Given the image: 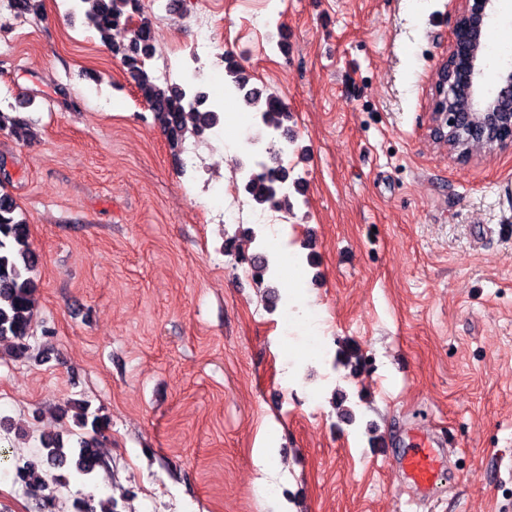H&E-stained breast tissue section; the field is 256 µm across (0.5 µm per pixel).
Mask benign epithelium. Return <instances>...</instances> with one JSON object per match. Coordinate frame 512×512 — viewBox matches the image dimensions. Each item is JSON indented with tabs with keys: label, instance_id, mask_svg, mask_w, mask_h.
Masks as SVG:
<instances>
[{
	"label": "benign epithelium",
	"instance_id": "obj_1",
	"mask_svg": "<svg viewBox=\"0 0 512 512\" xmlns=\"http://www.w3.org/2000/svg\"><path fill=\"white\" fill-rule=\"evenodd\" d=\"M448 55L434 83L431 137L459 162L471 156L454 146L461 131L486 146V153L512 148V71L497 76L493 95L484 93L485 68L479 43L498 0H460Z\"/></svg>",
	"mask_w": 512,
	"mask_h": 512
}]
</instances>
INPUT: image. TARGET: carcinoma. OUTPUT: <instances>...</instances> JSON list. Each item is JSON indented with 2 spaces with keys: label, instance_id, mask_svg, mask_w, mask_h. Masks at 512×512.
I'll return each instance as SVG.
<instances>
[{
  "label": "carcinoma",
  "instance_id": "obj_1",
  "mask_svg": "<svg viewBox=\"0 0 512 512\" xmlns=\"http://www.w3.org/2000/svg\"><path fill=\"white\" fill-rule=\"evenodd\" d=\"M78 9L87 23L97 32L100 40L120 59L130 81L138 90L148 109L154 113L170 147L179 157L181 173L190 171L181 154L184 143L193 135L187 118L197 117L206 126H220V112L211 109L203 114L196 111L200 93L182 88L177 84L160 82L147 61L155 54L154 28L151 19L142 15L141 0H77ZM13 16L19 18L42 16L41 0H8ZM123 30L130 34L126 43L112 40V31ZM226 63L228 93L244 106L254 108L262 123L275 131L284 128L290 118L285 104L274 96L261 97L247 89L249 77L235 62ZM6 131L17 140L27 141L34 137L35 120L20 108L8 105L0 108V132ZM286 176L275 171L252 173L243 183L247 197L261 208L266 206L286 209L291 199L284 184ZM38 257L29 240L25 218L18 212V205L8 191L0 190V341L11 343L9 354L21 359L29 354L28 336L33 329L31 317L35 296L40 288L37 276ZM73 413V419L81 432L72 440L62 436L47 435L42 439L44 455L20 467L23 484L36 492L48 488L50 470H58L55 479L62 480L70 474L90 480L98 470L106 467V455L102 451L103 432L107 419L92 413L84 403H74L62 409L63 414ZM76 512H117L116 500L109 496L79 502Z\"/></svg>",
  "mask_w": 512,
  "mask_h": 512
}]
</instances>
